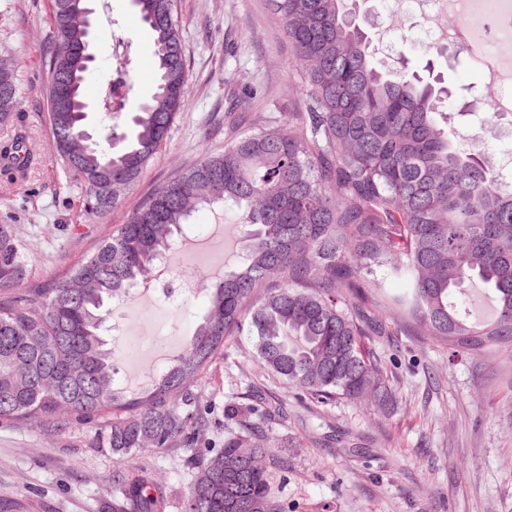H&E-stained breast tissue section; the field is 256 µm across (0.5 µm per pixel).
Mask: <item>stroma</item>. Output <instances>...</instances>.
Listing matches in <instances>:
<instances>
[{"label":"stroma","instance_id":"35a3bbf8","mask_svg":"<svg viewBox=\"0 0 512 512\" xmlns=\"http://www.w3.org/2000/svg\"><path fill=\"white\" fill-rule=\"evenodd\" d=\"M49 8L50 0H0V63L15 75L18 110L40 157L28 191L0 183V224L13 225L33 278L56 276L77 263L153 189L204 152L223 151L238 134L236 96L243 87L260 92L248 110L253 128L305 109L294 92L302 73L270 0H178L189 66L185 109L167 144L141 179L121 192L116 207L103 217L85 214L81 188L66 178L45 122ZM97 10L95 61L85 89L88 125L126 132L132 112L155 90L152 33L134 0H97ZM357 18L370 33L386 26L393 61L407 60L425 81L444 82L455 106L490 81L462 48L423 53L419 21L398 0H360ZM116 37L131 47L132 70L122 77L123 99L105 112L98 92L117 76ZM190 231L201 244L200 257H207L208 246L221 245L225 270L243 263L240 240L250 228L237 210H201ZM207 310L203 289L166 311L168 328L188 341ZM372 345L382 357L398 356V404L388 415L345 399L324 412L298 402L269 377L248 336L227 343L205 381L191 389L221 408L241 403L248 386H261L271 405L283 408L264 442L272 495L282 512H512V352L494 347L452 358L442 341L410 333ZM283 457L284 472L278 465ZM141 473L164 487L160 512H185L194 472L182 449L115 453L98 447L94 425L67 413L52 427L0 423V502H8V512H112L116 476Z\"/></svg>","mask_w":512,"mask_h":512}]
</instances>
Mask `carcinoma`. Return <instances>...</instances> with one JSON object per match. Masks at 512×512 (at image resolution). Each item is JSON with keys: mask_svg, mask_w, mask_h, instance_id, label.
<instances>
[{"mask_svg": "<svg viewBox=\"0 0 512 512\" xmlns=\"http://www.w3.org/2000/svg\"><path fill=\"white\" fill-rule=\"evenodd\" d=\"M153 34L157 81L112 147L86 129L80 54L87 31L74 0H52L46 56L48 125L80 207H113L165 146L186 104L188 67L178 0H139ZM302 67L306 111L239 137L149 194L125 223L60 276L30 277L13 225L0 224V422L50 423L64 410L102 419L98 446L129 453L180 445L197 475L186 512H280L259 445L270 416L252 388L224 408V445L199 451L209 409L187 386L206 378L234 336L255 339L273 379L317 407L336 399L393 402L397 380L366 346L374 336L421 331L450 355L512 344V189L448 126L446 86L430 85L377 55L356 18L357 0H271ZM17 89L0 85V179L27 187L38 160L15 123ZM494 125L504 114L486 94L466 103ZM222 203L254 226L246 258L209 294V310L181 354L142 397L116 388L100 335L108 304L148 278L174 233ZM480 282L492 314L471 319L458 299ZM112 512H158L162 487L123 477Z\"/></svg>", "mask_w": 512, "mask_h": 512, "instance_id": "carcinoma-1", "label": "carcinoma"}]
</instances>
